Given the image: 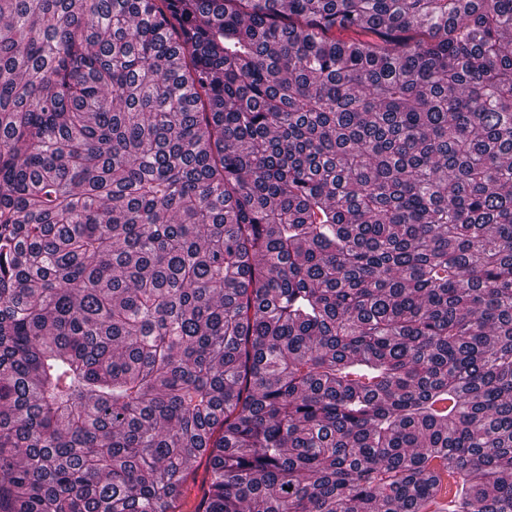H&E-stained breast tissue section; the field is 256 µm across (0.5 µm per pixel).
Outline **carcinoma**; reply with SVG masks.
<instances>
[{
    "instance_id": "1",
    "label": "carcinoma",
    "mask_w": 512,
    "mask_h": 512,
    "mask_svg": "<svg viewBox=\"0 0 512 512\" xmlns=\"http://www.w3.org/2000/svg\"><path fill=\"white\" fill-rule=\"evenodd\" d=\"M512 512V0H0V512Z\"/></svg>"
}]
</instances>
